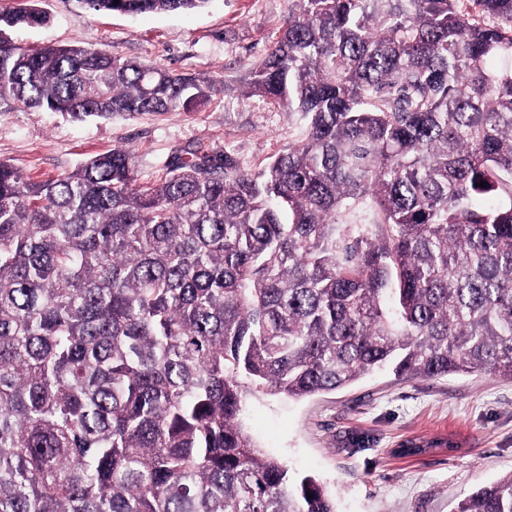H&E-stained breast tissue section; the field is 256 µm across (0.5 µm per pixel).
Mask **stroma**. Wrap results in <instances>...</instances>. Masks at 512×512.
<instances>
[{
  "mask_svg": "<svg viewBox=\"0 0 512 512\" xmlns=\"http://www.w3.org/2000/svg\"><path fill=\"white\" fill-rule=\"evenodd\" d=\"M49 21L11 30L25 47L76 45L177 73L227 80V94L188 111L75 120L54 112H0V161L45 180L96 154L132 150L139 181L193 150L231 153L259 171L301 140L297 113L241 98L247 64L263 58L288 13V0H208L199 10L140 16L95 12L83 0H36ZM266 454L325 483L337 512H453L478 487L512 472V380L494 374L402 380L388 372L291 401L259 394L242 416ZM442 435L457 443L421 456L395 455L400 441Z\"/></svg>",
  "mask_w": 512,
  "mask_h": 512,
  "instance_id": "35a3bbf8",
  "label": "stroma"
}]
</instances>
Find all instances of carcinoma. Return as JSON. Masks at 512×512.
Returning a JSON list of instances; mask_svg holds the SVG:
<instances>
[{
  "label": "carcinoma",
  "instance_id": "obj_1",
  "mask_svg": "<svg viewBox=\"0 0 512 512\" xmlns=\"http://www.w3.org/2000/svg\"><path fill=\"white\" fill-rule=\"evenodd\" d=\"M14 2L0 6L6 111L134 117L227 91L21 47L7 30L46 15ZM491 58L512 61V0H289L244 88L306 136L258 172L189 151L140 183L122 148L46 180L0 161V512H336L320 480L244 432L248 397L386 367L511 380L512 65ZM363 205L373 222H341ZM452 512H512V473Z\"/></svg>",
  "mask_w": 512,
  "mask_h": 512
}]
</instances>
